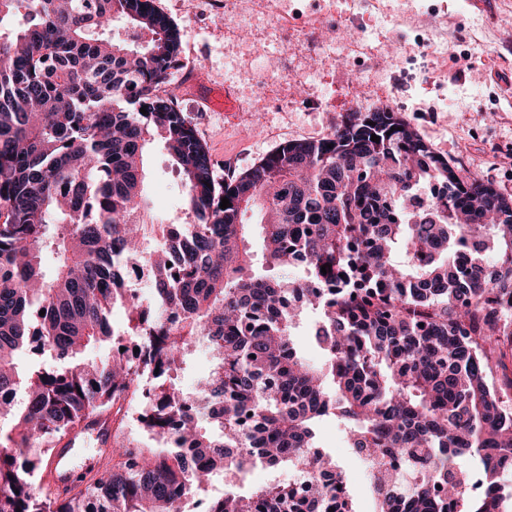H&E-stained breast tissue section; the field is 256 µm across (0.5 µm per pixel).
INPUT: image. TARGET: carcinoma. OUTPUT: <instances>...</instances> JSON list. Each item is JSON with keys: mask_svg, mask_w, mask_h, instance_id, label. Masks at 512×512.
I'll list each match as a JSON object with an SVG mask.
<instances>
[{"mask_svg": "<svg viewBox=\"0 0 512 512\" xmlns=\"http://www.w3.org/2000/svg\"><path fill=\"white\" fill-rule=\"evenodd\" d=\"M116 17L135 38L110 36ZM179 45L153 0H0V396L25 393L0 401V512H184L219 479L206 512H357L336 457L313 452L330 418L355 458L381 460L366 478L373 512H512V197L458 176L386 107L219 186L191 117L160 94ZM154 143L192 218L158 248L144 193ZM431 182L445 193L408 210ZM130 261L149 268L146 301L122 287ZM309 312L318 366L294 342ZM127 336L144 337L158 370L138 423L161 451L119 440L140 384ZM201 340L215 362L188 392L176 379ZM102 345L107 359L85 357ZM91 416L118 424L112 453L52 497L36 480L51 444ZM258 464L288 465L308 492L240 490ZM404 466L415 479L402 486Z\"/></svg>", "mask_w": 512, "mask_h": 512, "instance_id": "obj_1", "label": "carcinoma"}]
</instances>
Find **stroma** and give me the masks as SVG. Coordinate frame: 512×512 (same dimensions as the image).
I'll use <instances>...</instances> for the list:
<instances>
[{"mask_svg":"<svg viewBox=\"0 0 512 512\" xmlns=\"http://www.w3.org/2000/svg\"><path fill=\"white\" fill-rule=\"evenodd\" d=\"M181 32L172 90L224 183L291 141H316L348 113L395 97L402 117L463 177L512 195V0H275L288 32L254 0H153ZM246 28H237L238 19ZM330 41L318 50L320 40ZM283 87L265 96L263 68ZM228 86L247 112L201 103ZM146 194L158 223L186 221L180 178L154 148Z\"/></svg>","mask_w":512,"mask_h":512,"instance_id":"obj_1","label":"stroma"}]
</instances>
